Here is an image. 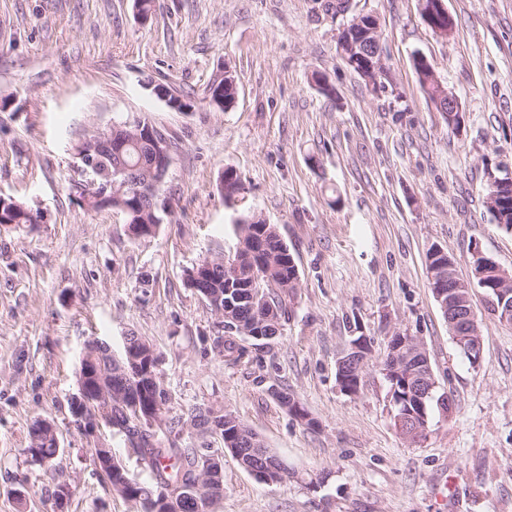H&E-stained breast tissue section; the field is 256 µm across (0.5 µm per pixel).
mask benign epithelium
Segmentation results:
<instances>
[{
  "mask_svg": "<svg viewBox=\"0 0 512 512\" xmlns=\"http://www.w3.org/2000/svg\"><path fill=\"white\" fill-rule=\"evenodd\" d=\"M422 15L431 22L435 32L441 36L451 33L454 22L452 16L445 7L444 0H420ZM354 25L365 30L368 42L362 43L360 57L373 58L377 63L370 65L366 70L360 71L361 76L368 82L373 83L378 80L380 63L381 44L378 36L377 20L371 15H362L355 18ZM436 104L440 111L448 110L451 112L452 120L462 119V110L458 99L444 92L436 98ZM135 138L141 143L147 145L148 160L153 173L158 175V180H163L171 164L170 149L167 141L160 138L150 123H140L134 126L126 124H117L106 132H101L87 143L81 149V161L89 165L94 163V159L109 154H120L128 145L129 138ZM500 174L490 175V185L498 192V197L505 199L512 198V170L506 167L499 168ZM119 188V191L129 196V204L122 207L121 214L125 216V223L129 224V232L135 238L151 235L156 225L144 224L138 227L133 226V216L137 215L140 204L144 198L151 200L157 195L156 184H144L140 187L132 186L126 182L113 183L105 187H100L96 183L89 181L79 186V196L81 201L85 202L93 199L102 206H110L112 202V187ZM475 258L479 259V264L483 269L476 273L477 284L479 287H485V279L488 275V267H493V273L502 278L503 284L494 289L495 299L492 300L494 312L504 321H512V290L505 287V284L512 281L509 272L500 266L492 265V261L482 256L480 252H475ZM430 286L437 302L440 304L445 318L448 320L450 333L456 344L463 350L472 361L477 362L481 357L482 341L474 336L476 327V314L470 307V297H472V284L460 280L454 269L453 260H448V273L436 274V270L428 269ZM190 287L202 292L211 308L218 315L224 314V291L213 282L212 263L202 262L191 271ZM387 345L394 354H406V358H411L420 352V344L415 338L396 334L387 337ZM83 372L78 384V394L73 397L72 403L75 408V417L85 423H91L98 427L102 424L103 416L99 411V403L106 396L98 360L90 348H85L82 357ZM123 362L129 370L140 380L139 388L136 392L129 395L130 407L136 412L137 416L146 419L152 428L163 426L155 414L158 399L151 397V391L157 386V362L153 361L149 353L145 352L143 342L132 339L128 336L125 339ZM418 376L419 384L413 388L412 392L407 394L406 399L423 401L431 395L434 388V375L430 362L421 363L418 369H408L406 378ZM57 438L54 427L45 421L40 422L35 428L34 448L30 449L33 454H38L37 445L44 439ZM255 463L247 467V471L259 480L268 479L272 471L280 473L287 470L283 461L268 453L265 448H250ZM221 472L220 460L216 457L211 458L206 463L202 479L206 480V487H201L197 483L190 488L195 494L208 492V495L218 497L223 494V484L219 480Z\"/></svg>",
  "mask_w": 512,
  "mask_h": 512,
  "instance_id": "benign-epithelium-1",
  "label": "benign epithelium"
}]
</instances>
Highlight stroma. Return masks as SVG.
<instances>
[{"mask_svg": "<svg viewBox=\"0 0 512 512\" xmlns=\"http://www.w3.org/2000/svg\"><path fill=\"white\" fill-rule=\"evenodd\" d=\"M326 3L154 0L144 22L134 0H0V196L41 216L0 226V512H52L60 480L66 512H135L100 481L92 450L111 448L132 477L149 472L122 433L79 428L69 409L85 342L118 357L131 333L155 350L170 417L234 412L293 472L264 483L218 434L182 430L181 445L224 451L217 512H512V322L474 288L483 349L470 363L426 272L434 245L463 280L477 251L512 271V233L483 203L488 172L512 165V0H445L448 38L423 22L419 0H348L338 15ZM361 14L379 22L378 90L340 58L339 33ZM418 56L459 100V128L420 86ZM227 68L238 95L221 112L207 96ZM147 79L190 111L169 108ZM138 119L172 156L170 210L142 238L114 211L86 210L77 189L78 147ZM228 169L242 181L231 204ZM244 212L276 225L299 288L279 335L228 364L221 320L185 273L234 256ZM396 332L423 346L436 381L413 440L393 424L378 365ZM361 335L374 351L350 395L336 366ZM40 419L62 450L53 475L27 451Z\"/></svg>", "mask_w": 512, "mask_h": 512, "instance_id": "stroma-1", "label": "stroma"}]
</instances>
